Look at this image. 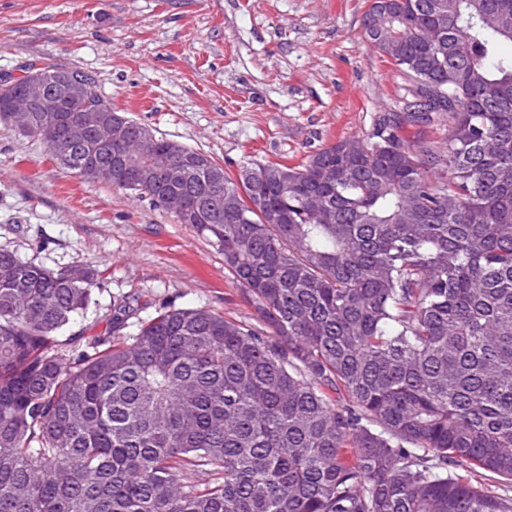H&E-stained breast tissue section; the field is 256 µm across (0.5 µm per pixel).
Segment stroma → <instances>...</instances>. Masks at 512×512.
<instances>
[{
	"label": "stroma",
	"mask_w": 512,
	"mask_h": 512,
	"mask_svg": "<svg viewBox=\"0 0 512 512\" xmlns=\"http://www.w3.org/2000/svg\"><path fill=\"white\" fill-rule=\"evenodd\" d=\"M368 0H0V73L41 61L92 75L113 106L236 175L297 165L372 137L404 85L362 32ZM0 248L50 268L97 265L76 318L104 335L115 302L209 308L263 330L223 252L190 225L55 162L43 139L0 125Z\"/></svg>",
	"instance_id": "1"
}]
</instances>
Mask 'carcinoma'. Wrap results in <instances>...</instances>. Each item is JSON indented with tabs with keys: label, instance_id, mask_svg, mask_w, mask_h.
Segmentation results:
<instances>
[{
	"label": "carcinoma",
	"instance_id": "cac0c4a2",
	"mask_svg": "<svg viewBox=\"0 0 512 512\" xmlns=\"http://www.w3.org/2000/svg\"><path fill=\"white\" fill-rule=\"evenodd\" d=\"M362 31L405 83L374 141L302 165L247 163L150 134L141 161L188 170L115 188L224 251L274 340L206 308L164 305L130 344L110 330L63 353L98 271L0 249V512H512V0H369ZM78 130L59 163L118 158L82 127L89 88L49 66ZM25 81L0 83V111ZM448 121L445 150L402 128ZM344 405L336 406V397ZM149 166L169 182L176 181L185 176L183 169L171 162L168 153L159 152L153 154L149 160Z\"/></svg>",
	"mask_w": 512,
	"mask_h": 512
}]
</instances>
